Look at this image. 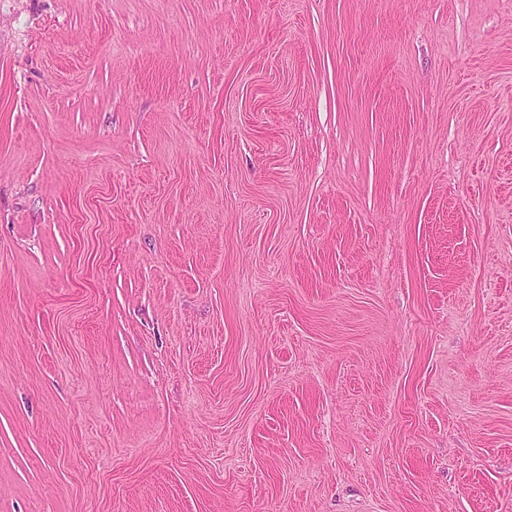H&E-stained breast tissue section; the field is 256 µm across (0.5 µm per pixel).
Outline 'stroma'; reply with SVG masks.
<instances>
[{"label": "stroma", "instance_id": "stroma-1", "mask_svg": "<svg viewBox=\"0 0 512 512\" xmlns=\"http://www.w3.org/2000/svg\"><path fill=\"white\" fill-rule=\"evenodd\" d=\"M0 512H512V0H0Z\"/></svg>", "mask_w": 512, "mask_h": 512}]
</instances>
